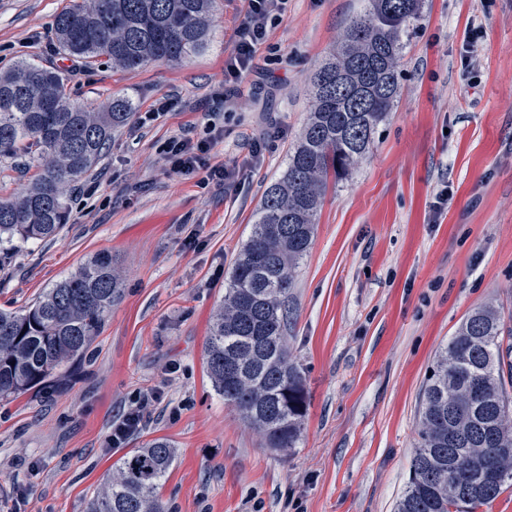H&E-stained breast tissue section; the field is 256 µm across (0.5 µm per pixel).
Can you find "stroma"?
Segmentation results:
<instances>
[{"label":"stroma","mask_w":512,"mask_h":512,"mask_svg":"<svg viewBox=\"0 0 512 512\" xmlns=\"http://www.w3.org/2000/svg\"><path fill=\"white\" fill-rule=\"evenodd\" d=\"M67 0H0V69L25 57L67 75L72 98L170 112L117 130L73 187L52 240L0 260V308L20 310L99 252L125 275L78 370L0 401V512H84L131 449L167 439L168 512H393L416 447L422 389L475 309L512 315V0H424L401 91L353 175L329 186L292 290L288 347L308 392L296 448L265 445L213 388L205 350L224 284L311 108L309 74L364 0H288L235 105L211 111L244 0H215L205 49L179 63L88 70L54 48ZM478 33L480 57L463 64ZM221 127L214 137L212 127ZM210 144L235 185L170 168L172 139ZM264 146L250 160L252 142ZM448 203L435 209L440 190ZM148 388L160 398L120 446L113 423Z\"/></svg>","instance_id":"obj_1"}]
</instances>
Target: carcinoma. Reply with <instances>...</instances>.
<instances>
[{
    "mask_svg": "<svg viewBox=\"0 0 512 512\" xmlns=\"http://www.w3.org/2000/svg\"><path fill=\"white\" fill-rule=\"evenodd\" d=\"M213 0H68L52 28L60 53L93 68L179 63L208 42ZM423 0H367L311 78L312 108L284 176L271 184L224 289L206 347L215 390L270 447H296L308 411L287 345L288 298L329 182L348 178L400 92V62ZM136 102L96 110L67 91L65 73L29 58L0 72V158L23 155L35 178L0 200V254L56 236L69 190L100 162ZM112 255L89 257L30 306L0 309V400L71 373L119 298ZM498 310H475L439 352L423 390L418 444L395 512H480L512 486V365ZM174 462L155 438L123 456L86 512H166L157 489Z\"/></svg>",
    "mask_w": 512,
    "mask_h": 512,
    "instance_id": "obj_1",
    "label": "carcinoma"
}]
</instances>
